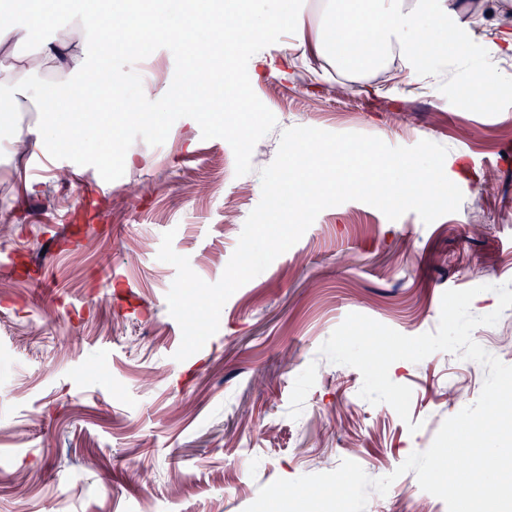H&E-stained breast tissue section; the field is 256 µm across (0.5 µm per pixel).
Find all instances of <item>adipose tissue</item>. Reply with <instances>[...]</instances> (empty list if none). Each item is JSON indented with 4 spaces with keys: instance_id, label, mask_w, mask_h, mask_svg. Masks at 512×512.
I'll use <instances>...</instances> for the list:
<instances>
[{
    "instance_id": "adipose-tissue-1",
    "label": "adipose tissue",
    "mask_w": 512,
    "mask_h": 512,
    "mask_svg": "<svg viewBox=\"0 0 512 512\" xmlns=\"http://www.w3.org/2000/svg\"><path fill=\"white\" fill-rule=\"evenodd\" d=\"M53 9V0H46L43 9L22 24L13 13H0V84L6 89L0 96L1 113L18 111L25 101L37 97L33 78L50 71L65 75L56 96L40 99L52 121L13 130L11 150L18 156L69 139L73 120L89 126L93 104L101 102L103 91L117 78L111 66L101 63L102 57L112 53L108 34L130 29L136 17L134 10L113 0H104L98 8L83 4L78 21L55 42L15 55L16 44L40 38ZM475 14L463 0H327L317 11L298 0H225L212 35L220 40L226 31L239 29L245 40L233 45L228 59L189 62L184 90L164 95L155 83L148 82L141 86L139 97H165L188 112H211L228 100L233 111L240 112L244 104L235 65H242L250 82L259 85L275 74L288 77V64L297 51L362 74L381 67L386 52L393 50L403 58L409 81L419 84L432 68L447 60L449 44L469 30ZM283 28L291 31L294 42L275 57L265 50L264 40Z\"/></svg>"
}]
</instances>
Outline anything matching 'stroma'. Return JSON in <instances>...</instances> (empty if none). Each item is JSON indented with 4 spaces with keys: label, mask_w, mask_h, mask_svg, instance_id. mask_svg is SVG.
I'll return each mask as SVG.
<instances>
[{
    "label": "stroma",
    "mask_w": 512,
    "mask_h": 512,
    "mask_svg": "<svg viewBox=\"0 0 512 512\" xmlns=\"http://www.w3.org/2000/svg\"><path fill=\"white\" fill-rule=\"evenodd\" d=\"M483 27L468 56L499 84L476 111L469 71L449 52L436 89L367 79L346 94L298 63L294 81L256 88L275 128L235 173L230 144L178 119L164 144L136 139L149 167L103 181L91 166L0 151V512H244L262 486L357 462L394 475L365 512H447L414 472L443 421L478 398L486 369H457L444 352L404 362L393 382L412 390L407 424L360 398V372L320 345L348 314L407 335L436 330L449 289L487 285L471 311H494L490 287L512 280V0H480ZM295 126L357 132L391 146L447 148L457 212L424 224L389 220L357 200L319 213L303 237L225 303L218 331L176 361L182 332L166 294L176 268L158 260L162 236L193 271L217 282L249 213L261 171ZM102 193L83 199L86 184Z\"/></svg>",
    "instance_id": "1"
}]
</instances>
